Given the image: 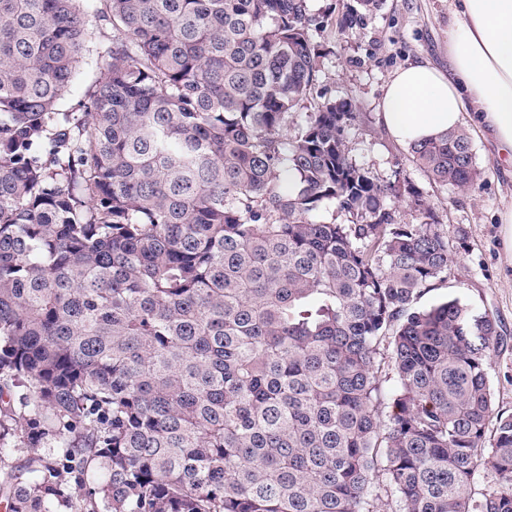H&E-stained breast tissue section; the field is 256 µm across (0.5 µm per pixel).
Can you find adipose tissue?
I'll return each instance as SVG.
<instances>
[{
  "label": "adipose tissue",
  "instance_id": "1",
  "mask_svg": "<svg viewBox=\"0 0 512 512\" xmlns=\"http://www.w3.org/2000/svg\"><path fill=\"white\" fill-rule=\"evenodd\" d=\"M380 122L405 145L467 124L512 165V0H449L447 70L415 63L396 71Z\"/></svg>",
  "mask_w": 512,
  "mask_h": 512
}]
</instances>
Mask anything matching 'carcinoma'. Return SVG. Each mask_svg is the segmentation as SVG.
<instances>
[{"label": "carcinoma", "mask_w": 512, "mask_h": 512, "mask_svg": "<svg viewBox=\"0 0 512 512\" xmlns=\"http://www.w3.org/2000/svg\"><path fill=\"white\" fill-rule=\"evenodd\" d=\"M327 22L308 0H0V448H29L6 512H512L498 321L413 308L457 259L437 209L353 158L352 100L294 122ZM410 155L440 186L481 177L463 126ZM97 76V70L93 65H83L80 70V74L69 87V90L63 100L62 107L64 109L77 107V104L85 99L89 86L93 83Z\"/></svg>", "instance_id": "cac0c4a2"}]
</instances>
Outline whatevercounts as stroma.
Returning a JSON list of instances; mask_svg holds the SVG:
<instances>
[{"mask_svg": "<svg viewBox=\"0 0 512 512\" xmlns=\"http://www.w3.org/2000/svg\"><path fill=\"white\" fill-rule=\"evenodd\" d=\"M326 54L317 85L329 95L353 100L364 120L352 130V154L380 177L399 173L435 206L449 234L467 232L466 243L444 280L418 298L417 308L459 298L479 313L493 314L502 339L491 376L496 410L512 414V268L506 264L500 215L512 207V172L500 166L491 145L472 134L482 176L466 188L439 187L410 160L408 146L379 124L384 87L399 69L416 62L448 67V0H383L360 31L342 34L335 25L316 34Z\"/></svg>", "mask_w": 512, "mask_h": 512, "instance_id": "obj_1", "label": "stroma"}]
</instances>
